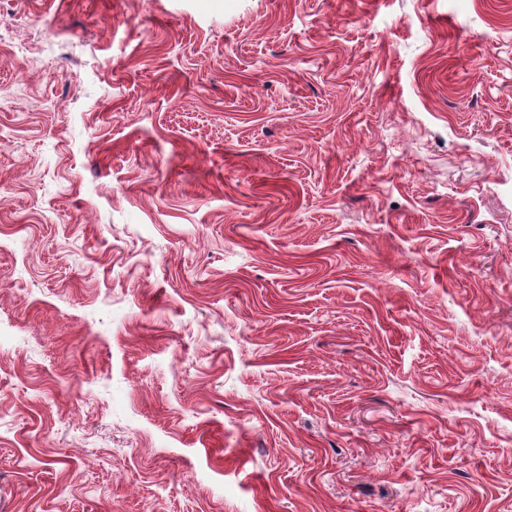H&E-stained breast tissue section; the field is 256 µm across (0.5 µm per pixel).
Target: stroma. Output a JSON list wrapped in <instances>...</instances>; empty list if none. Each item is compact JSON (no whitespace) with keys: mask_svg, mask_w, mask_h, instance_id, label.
<instances>
[{"mask_svg":"<svg viewBox=\"0 0 512 512\" xmlns=\"http://www.w3.org/2000/svg\"><path fill=\"white\" fill-rule=\"evenodd\" d=\"M0 30V512H512V0Z\"/></svg>","mask_w":512,"mask_h":512,"instance_id":"obj_1","label":"stroma"}]
</instances>
